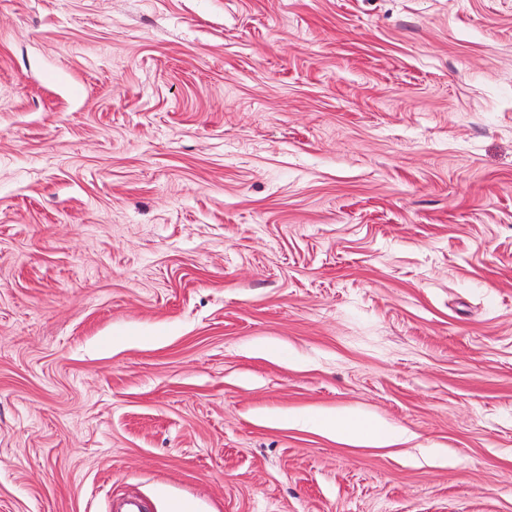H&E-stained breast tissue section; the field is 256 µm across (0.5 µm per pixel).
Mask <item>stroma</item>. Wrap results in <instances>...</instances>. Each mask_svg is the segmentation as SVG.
I'll list each match as a JSON object with an SVG mask.
<instances>
[{
    "mask_svg": "<svg viewBox=\"0 0 512 512\" xmlns=\"http://www.w3.org/2000/svg\"><path fill=\"white\" fill-rule=\"evenodd\" d=\"M131 492L512 512V0H0V512ZM328 432L340 434L351 441H362L377 445L388 444L389 433L379 425L366 423L353 417H334L320 422Z\"/></svg>",
    "mask_w": 512,
    "mask_h": 512,
    "instance_id": "1",
    "label": "stroma"
}]
</instances>
